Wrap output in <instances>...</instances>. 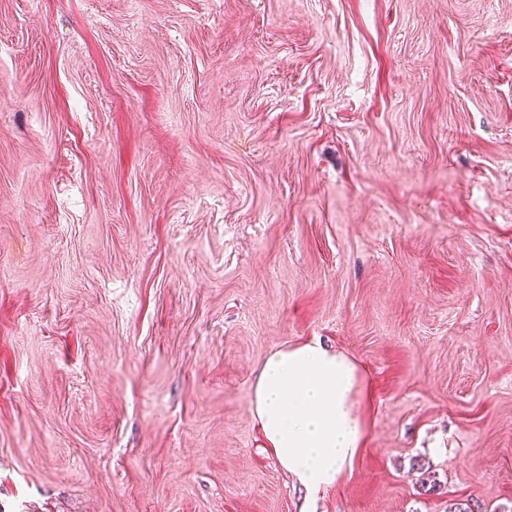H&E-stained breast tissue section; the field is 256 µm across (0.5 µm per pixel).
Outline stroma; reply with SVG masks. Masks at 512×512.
Wrapping results in <instances>:
<instances>
[{"mask_svg": "<svg viewBox=\"0 0 512 512\" xmlns=\"http://www.w3.org/2000/svg\"><path fill=\"white\" fill-rule=\"evenodd\" d=\"M313 338L316 512H512V0H0V512H302L250 407ZM358 362L319 339L271 351L253 385L251 415L279 466L316 499L337 486L367 443Z\"/></svg>", "mask_w": 512, "mask_h": 512, "instance_id": "stroma-1", "label": "stroma"}]
</instances>
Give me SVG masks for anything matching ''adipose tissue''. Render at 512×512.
I'll list each match as a JSON object with an SVG mask.
<instances>
[{
  "mask_svg": "<svg viewBox=\"0 0 512 512\" xmlns=\"http://www.w3.org/2000/svg\"><path fill=\"white\" fill-rule=\"evenodd\" d=\"M362 392L358 362L320 340L287 343L267 355L251 415L265 447L309 496L337 486L365 447Z\"/></svg>",
  "mask_w": 512,
  "mask_h": 512,
  "instance_id": "adipose-tissue-1",
  "label": "adipose tissue"
}]
</instances>
